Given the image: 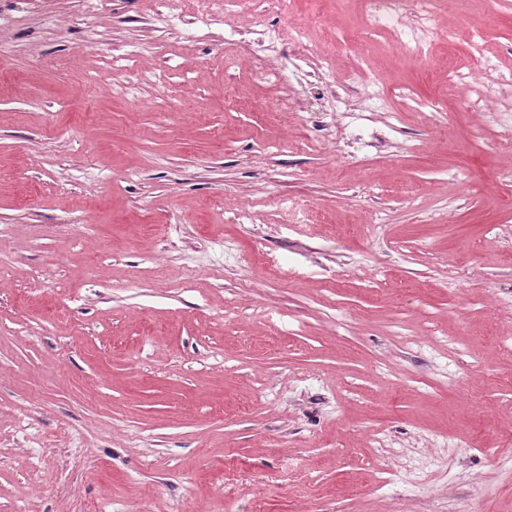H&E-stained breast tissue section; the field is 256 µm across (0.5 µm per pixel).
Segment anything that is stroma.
<instances>
[{"label":"stroma","mask_w":512,"mask_h":512,"mask_svg":"<svg viewBox=\"0 0 512 512\" xmlns=\"http://www.w3.org/2000/svg\"><path fill=\"white\" fill-rule=\"evenodd\" d=\"M210 9L0 0V512H512V0ZM407 10L415 18L413 32L407 41L397 38L394 48L404 54L426 57L430 55L436 29L437 0H407ZM467 78L468 74L452 65L448 66V82L465 86V97L468 107L471 108L472 112L488 111L486 102L491 94L489 86L484 84H472Z\"/></svg>","instance_id":"obj_1"}]
</instances>
